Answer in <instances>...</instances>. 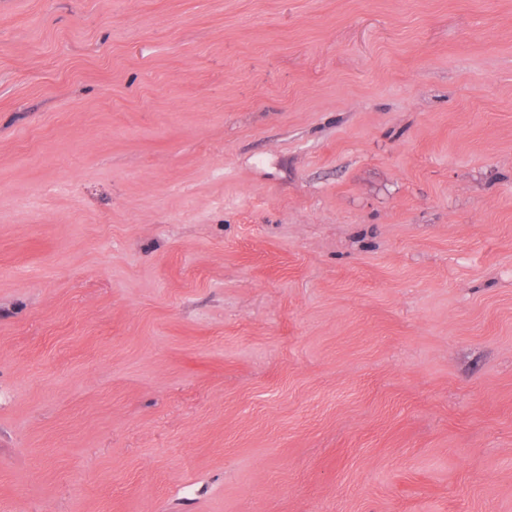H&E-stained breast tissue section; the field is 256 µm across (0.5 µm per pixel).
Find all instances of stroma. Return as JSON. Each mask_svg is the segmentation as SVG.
<instances>
[{
	"mask_svg": "<svg viewBox=\"0 0 512 512\" xmlns=\"http://www.w3.org/2000/svg\"><path fill=\"white\" fill-rule=\"evenodd\" d=\"M0 512H512V0H0Z\"/></svg>",
	"mask_w": 512,
	"mask_h": 512,
	"instance_id": "35a3bbf8",
	"label": "stroma"
}]
</instances>
